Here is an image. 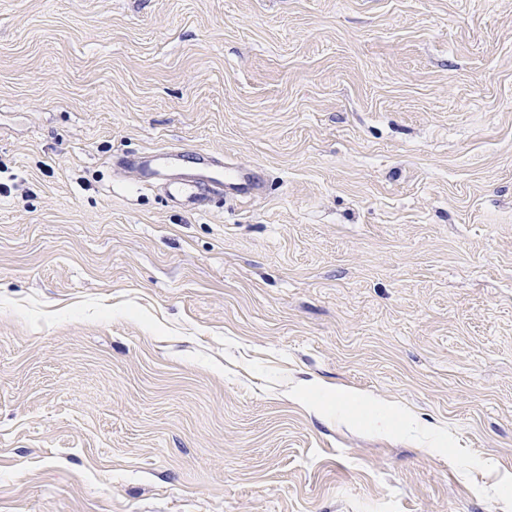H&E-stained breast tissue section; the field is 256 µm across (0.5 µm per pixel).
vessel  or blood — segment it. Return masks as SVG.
Masks as SVG:
<instances>
[{"label":"vessel or blood","mask_w":512,"mask_h":512,"mask_svg":"<svg viewBox=\"0 0 512 512\" xmlns=\"http://www.w3.org/2000/svg\"><path fill=\"white\" fill-rule=\"evenodd\" d=\"M180 156L171 149H159L134 160L133 166L143 180L163 183L169 201L176 206L197 209L203 206L208 195L224 189L223 158L199 154V169L185 170L179 167Z\"/></svg>","instance_id":"1"}]
</instances>
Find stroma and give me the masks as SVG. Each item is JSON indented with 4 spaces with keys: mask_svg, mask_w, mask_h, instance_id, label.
<instances>
[{
    "mask_svg": "<svg viewBox=\"0 0 512 512\" xmlns=\"http://www.w3.org/2000/svg\"><path fill=\"white\" fill-rule=\"evenodd\" d=\"M0 512H512V0H0ZM141 159L129 161L144 181L162 182L169 201L176 206L197 209L204 205L214 190L232 187L237 195L257 194L255 177L243 168L235 170L236 183H224V158L209 153H197L198 170H185L178 166L181 154L171 149H159L141 154Z\"/></svg>",
    "mask_w": 512,
    "mask_h": 512,
    "instance_id": "35a3bbf8",
    "label": "stroma"
}]
</instances>
